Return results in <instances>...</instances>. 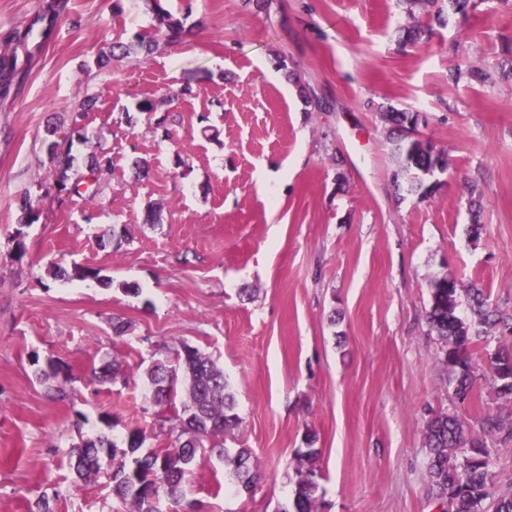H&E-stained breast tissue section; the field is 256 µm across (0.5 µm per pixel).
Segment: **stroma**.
<instances>
[{"label": "stroma", "mask_w": 512, "mask_h": 512, "mask_svg": "<svg viewBox=\"0 0 512 512\" xmlns=\"http://www.w3.org/2000/svg\"><path fill=\"white\" fill-rule=\"evenodd\" d=\"M475 2L444 26L418 12L432 37L403 44L404 0H272L260 13L162 0L187 13V34L146 58L133 43L153 23L147 0H69L19 95L0 103V512H37L43 498L53 512H124L111 464L83 482L69 451L100 435L124 445L137 427L158 447L182 401L153 405L142 389L185 344L235 394L243 422L225 447L251 449L263 470L236 492L216 456L198 455L185 497L197 512H277L310 432L322 512H436L428 418L456 412L473 428L501 402L483 364L472 398H455L426 319L431 282L481 285L512 314V0ZM115 41L129 57L97 67ZM459 65L486 80L454 83ZM302 84L332 110L307 108ZM172 90L165 140L137 103ZM84 96L96 142L74 144L75 166L100 147L112 171L94 206L61 207L39 190L53 171L43 138L69 135ZM383 104L420 113L419 134L446 153L432 197L395 190ZM273 169L285 178L270 192ZM27 193L40 216L22 228ZM115 361L122 375L96 382ZM51 365L57 376L38 380Z\"/></svg>", "instance_id": "stroma-1"}]
</instances>
